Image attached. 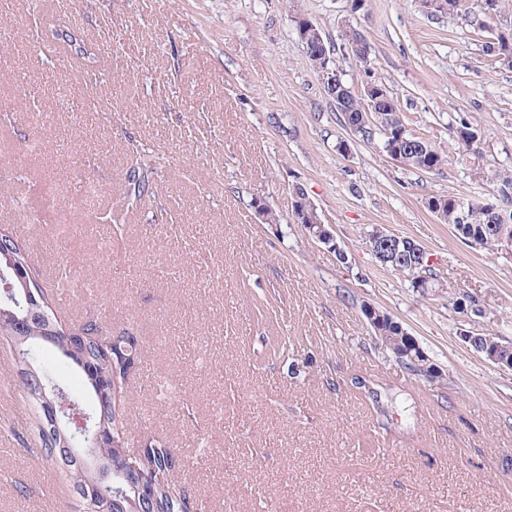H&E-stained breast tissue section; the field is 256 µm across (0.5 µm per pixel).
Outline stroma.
<instances>
[{
  "label": "stroma",
  "instance_id": "obj_1",
  "mask_svg": "<svg viewBox=\"0 0 512 512\" xmlns=\"http://www.w3.org/2000/svg\"><path fill=\"white\" fill-rule=\"evenodd\" d=\"M316 24L344 82L382 83L407 129L449 158L396 163L339 121L306 63L297 15ZM0 232L41 272L79 264L62 321L102 313L139 337L125 392L131 450L166 439L205 512H512V369L460 330L512 343V256L475 249L427 208L433 195L497 199L512 171V68L478 7L434 16L420 0H0ZM359 30L371 70L341 40ZM74 30L85 80L46 56ZM477 131L459 152L449 122ZM139 163L155 188L125 193ZM95 211L79 209L84 186ZM301 186L337 249L292 218ZM276 214L270 223L254 201ZM416 240L442 288L421 295L366 245L372 227ZM346 260H339L338 252ZM465 290L482 308L463 314ZM399 320L441 382L375 345L363 306ZM30 413L0 345V512H84L22 442Z\"/></svg>",
  "mask_w": 512,
  "mask_h": 512
}]
</instances>
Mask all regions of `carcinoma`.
Instances as JSON below:
<instances>
[{"instance_id": "obj_1", "label": "carcinoma", "mask_w": 512, "mask_h": 512, "mask_svg": "<svg viewBox=\"0 0 512 512\" xmlns=\"http://www.w3.org/2000/svg\"><path fill=\"white\" fill-rule=\"evenodd\" d=\"M307 18L295 20L296 30L303 44L305 58L313 71H318L322 47L315 36L306 29ZM502 64L512 67V36L498 35L489 45ZM336 111L340 112L344 126H354L358 136L369 141L378 135L382 146L403 153L405 166L430 173L439 172L447 159L432 149L424 150L421 138L406 129L395 100L385 95L382 101L373 106L363 96L352 92L347 84L331 97ZM449 130L457 140L459 150L467 152L474 148L476 131L464 120L449 125ZM128 196L135 202L142 200L152 190L150 173L138 166H131L126 172ZM487 202L469 200L453 195L431 196L427 207L443 224H448L456 236L476 243L491 251H499L501 239L512 237V209L498 207L490 214ZM414 243L405 238L401 245L403 253L394 255L387 252L374 254L375 259L411 278V287L424 293L435 286L437 275L432 267L411 268L413 252L406 250V244ZM0 248L9 252L14 260L34 277L30 287L42 293L40 304L25 301L21 284L0 277V341L6 344L15 356L18 373L27 370L32 348L39 344L37 337L46 336L52 329H59L52 346L61 359L79 368L85 375L90 404L73 397L67 388L58 385V399L68 400L84 407L92 416L93 430L101 431L102 442L92 449V454L112 464V471L137 473L147 479L149 506L147 512H191V507L204 509L202 503L192 499L186 487L178 478L183 468L181 458L163 439L151 440L152 447L141 448L136 453H128L125 440L130 431L128 419L118 394L123 392L130 372L126 365H135L140 360L142 346L138 337L122 340L113 345L112 334L104 333L98 316L88 312L77 324L83 336L73 337L63 333L65 325L53 311V300L59 286L48 283L30 261L31 251L25 240L14 235L3 239ZM371 332L379 339L389 353L406 348V329L388 313L373 317L368 322ZM26 404L32 415L31 433L35 439L29 449L33 455L51 462L66 477L69 486L91 509V512H126V503L115 496V479H100L87 468L81 455L70 452L75 447V439L65 428L52 426L49 400L53 395L42 390L38 383L25 389Z\"/></svg>"}]
</instances>
